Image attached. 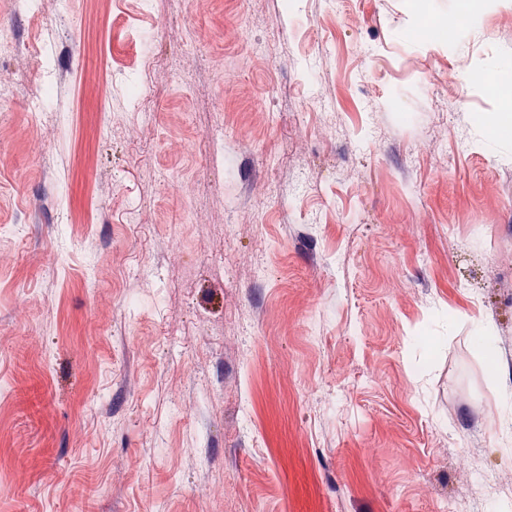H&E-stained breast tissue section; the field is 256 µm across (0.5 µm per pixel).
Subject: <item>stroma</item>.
<instances>
[{"mask_svg":"<svg viewBox=\"0 0 512 512\" xmlns=\"http://www.w3.org/2000/svg\"><path fill=\"white\" fill-rule=\"evenodd\" d=\"M41 15L0 0V512H512V99L464 77L512 85V0Z\"/></svg>","mask_w":512,"mask_h":512,"instance_id":"stroma-1","label":"stroma"}]
</instances>
